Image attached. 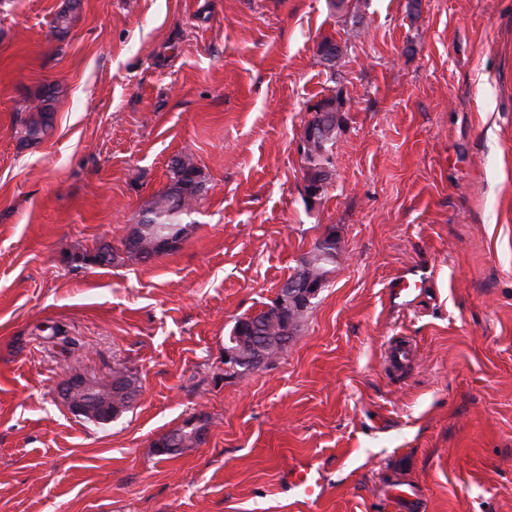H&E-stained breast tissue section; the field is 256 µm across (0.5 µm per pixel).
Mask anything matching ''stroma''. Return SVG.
<instances>
[{
	"instance_id": "35a3bbf8",
	"label": "stroma",
	"mask_w": 512,
	"mask_h": 512,
	"mask_svg": "<svg viewBox=\"0 0 512 512\" xmlns=\"http://www.w3.org/2000/svg\"><path fill=\"white\" fill-rule=\"evenodd\" d=\"M51 86L50 132L21 143ZM331 97L312 203L300 140ZM180 154L192 230L130 257ZM326 236L287 351L227 372L225 336ZM70 371L140 390L97 425L59 397ZM194 416L204 444L157 454ZM302 460L314 503L282 479ZM0 512H512V0H0Z\"/></svg>"
}]
</instances>
